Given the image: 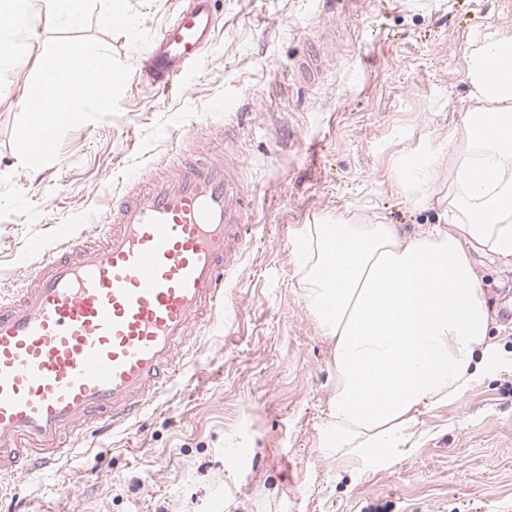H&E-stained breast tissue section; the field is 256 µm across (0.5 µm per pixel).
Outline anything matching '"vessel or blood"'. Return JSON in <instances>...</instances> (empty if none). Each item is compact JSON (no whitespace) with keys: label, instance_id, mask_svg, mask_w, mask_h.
Masks as SVG:
<instances>
[{"label":"vessel or blood","instance_id":"b4317fda","mask_svg":"<svg viewBox=\"0 0 512 512\" xmlns=\"http://www.w3.org/2000/svg\"><path fill=\"white\" fill-rule=\"evenodd\" d=\"M219 0H184L117 87L185 88L214 41ZM205 159L175 153L127 185L95 239L68 232L32 285L0 297V489L55 463L65 438L123 425L179 372L217 311L251 228L232 134Z\"/></svg>","mask_w":512,"mask_h":512}]
</instances>
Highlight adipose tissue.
Wrapping results in <instances>:
<instances>
[{
    "mask_svg": "<svg viewBox=\"0 0 512 512\" xmlns=\"http://www.w3.org/2000/svg\"><path fill=\"white\" fill-rule=\"evenodd\" d=\"M21 14L70 25L81 17L80 0H0V21ZM84 55L91 65L77 83L72 67ZM103 56L100 45L83 43L50 57L19 163L41 150L42 133L82 113L89 91L110 104ZM465 68L477 111L449 132L447 145H425L395 163L414 202L438 196L441 223L413 237L392 224L341 220L298 232L303 297L333 343L335 380L319 445L341 466H393L418 437L423 410L457 401L489 370L488 310L468 247L512 261V36H485ZM443 166L448 188L440 195Z\"/></svg>",
    "mask_w": 512,
    "mask_h": 512,
    "instance_id": "ef3b65f1",
    "label": "adipose tissue"
}]
</instances>
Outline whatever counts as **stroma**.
<instances>
[{
    "label": "stroma",
    "mask_w": 512,
    "mask_h": 512,
    "mask_svg": "<svg viewBox=\"0 0 512 512\" xmlns=\"http://www.w3.org/2000/svg\"><path fill=\"white\" fill-rule=\"evenodd\" d=\"M131 29L105 25L86 0L73 26L46 22L0 47V295L33 276L31 243L96 230L130 172L167 161L181 137L209 148L206 107L225 118L256 190L254 238L227 288L238 314H217L176 383L128 426L90 438L57 470L26 477L21 512H512V263L471 247L494 345L490 376L453 404L426 409L423 432L394 466L357 471L317 446L335 368L296 265L297 230L343 218L415 235L437 223L392 169L401 153L440 143L477 102L465 60L492 32L512 35V0H220L217 37L185 89L140 85L88 100L59 127L43 166L17 162L26 115L50 55L103 46V66L131 71L182 0H123ZM343 25L326 35L323 17ZM320 76L301 64L315 48ZM246 449L243 468L227 464Z\"/></svg>",
    "instance_id": "35a3bbf8"
}]
</instances>
